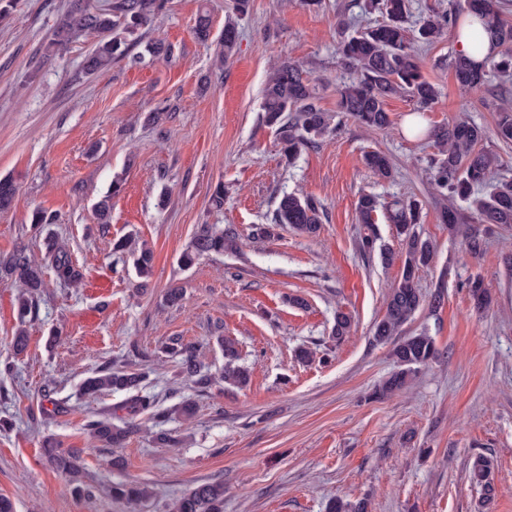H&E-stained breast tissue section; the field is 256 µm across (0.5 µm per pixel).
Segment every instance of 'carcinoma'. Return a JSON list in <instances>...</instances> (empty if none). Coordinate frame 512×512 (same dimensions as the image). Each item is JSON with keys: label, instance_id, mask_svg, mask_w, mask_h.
I'll list each match as a JSON object with an SVG mask.
<instances>
[{"label": "carcinoma", "instance_id": "obj_1", "mask_svg": "<svg viewBox=\"0 0 512 512\" xmlns=\"http://www.w3.org/2000/svg\"><path fill=\"white\" fill-rule=\"evenodd\" d=\"M370 6L385 15V20L356 31L341 41L338 47L343 68L350 72V79L337 86V111L353 118L367 129H383L389 124L385 110L386 99L406 96L413 100L418 111L429 108L437 98L436 87L421 72L418 54L411 46L416 40L422 44L434 43L446 30L460 32L464 14L480 18L483 30H471L474 45L482 42L483 35L498 45L496 56L483 60H469L462 55L455 57L453 68L458 83L469 90L480 91L487 81L488 70L504 78L512 77V23L503 18L498 0H466L465 5L448 12H433L420 17L418 27H408V0H369ZM163 0H114L108 8H92L88 0H71L69 8L57 21L51 38L42 46L43 57L51 56L56 49L78 35L92 34L96 42L83 62L86 73H101L112 63L128 58L140 64L145 55L153 59L168 55L164 39L157 38L146 45L145 52L130 55L134 46V35L151 26L155 14L161 10ZM238 31L232 22L224 24V62H229L236 52ZM262 112L267 125L277 127L281 152L288 161L309 146L318 144L331 130L333 116L319 104V97L303 71L294 63L277 66L268 79L263 97ZM495 135L504 143L512 142V109H499ZM436 148L430 158V171L435 185L451 202L444 211L445 221L454 230L464 227L466 249L473 256L483 251V239L471 224H498L512 226V179H501L492 191L483 195L481 187L493 178L500 166L498 158L483 148L487 139L484 127L465 118L436 126L426 133ZM365 164L380 178L392 176L388 159L377 152L364 157ZM15 195V185L10 178H0V210L10 207ZM378 198L362 194L356 204L358 221L366 225V233L360 238V249L370 252L377 239L374 227ZM387 219L396 226L402 237V268L397 285L390 289L386 299L383 318L376 323L373 339L378 343L391 340L397 330L407 323L423 304L422 295L416 287V276L433 261V246L414 231L419 223L420 204L415 200L395 199L386 207ZM321 223L317 202L306 195L285 193L282 195L274 215V224L257 228L259 234L273 235V225L289 224L302 234L314 235ZM238 234L234 229H218L202 224L195 233L191 245L180 256L181 265L188 267L201 256L222 253L237 248ZM45 254L39 263L27 253L23 246L5 263L6 275L16 279L21 287L16 297L17 317L25 321L36 311V297L44 287V268L53 270L56 278L70 284H80L83 274L74 264L66 249L53 237L44 241ZM115 254L129 253L135 256L138 275L147 278L152 270V253L147 248L136 247L132 234L112 244ZM224 350V384L243 388L250 380L248 368L237 364L239 351L235 341L227 336L217 337ZM165 350L180 357L181 374L197 387L207 389L212 377L204 370L193 345L178 336L168 338ZM393 356L399 366L382 386L381 392L392 393L405 387L418 368L427 365L437 356L434 341L426 334L408 336L393 348ZM144 372H128L104 367L84 380L81 392L96 396L106 391H133L130 397L131 412L137 414L152 411L157 424L167 422L177 414L183 419L192 418L194 403L186 400L170 410L154 408L149 397L137 394L141 388ZM91 438L105 447H121L139 426L129 420L123 425H112L103 420H91L86 424ZM43 454L47 463L57 472L69 478L73 492L86 495L89 489L80 480L81 455L78 451L63 453L46 442ZM491 461L478 457L472 464L473 480L484 489L485 502L491 503L494 487L491 479ZM115 500L138 503L151 497L148 485L126 481L115 483L108 489ZM170 512H224V485L205 482L177 498Z\"/></svg>", "mask_w": 512, "mask_h": 512}]
</instances>
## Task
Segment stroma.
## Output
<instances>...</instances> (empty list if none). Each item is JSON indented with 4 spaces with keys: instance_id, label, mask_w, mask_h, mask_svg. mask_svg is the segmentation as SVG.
I'll use <instances>...</instances> for the list:
<instances>
[{
    "instance_id": "obj_1",
    "label": "stroma",
    "mask_w": 512,
    "mask_h": 512,
    "mask_svg": "<svg viewBox=\"0 0 512 512\" xmlns=\"http://www.w3.org/2000/svg\"><path fill=\"white\" fill-rule=\"evenodd\" d=\"M365 0H252L234 16L231 0H165L136 51L163 38L165 60L132 67L114 63L100 75L82 70L92 37H81L50 58L40 45L52 34L70 0H12L0 20V177L16 185L0 211V261L16 247L42 257L45 235L70 252L85 285L76 288L46 272L36 312L19 323L16 290L0 282V496L16 512H166L171 501L209 481L224 485V512H326L330 499L364 502L366 512H512V227L480 225L485 247L470 255L461 236L442 220L429 159L435 149L424 132L468 117L484 126V145L500 158V176L512 179V143L494 136L500 108L512 107V80L490 74L480 92L462 89L454 75L452 34L417 45L425 78L438 98L423 114L406 97H391V123L369 131L337 111L336 87L348 79L336 55L347 35L343 22L365 13ZM210 35L195 32L199 13ZM240 33L229 63L217 62L224 22ZM299 65L320 105L338 126L318 145L286 161L274 127L261 111L272 69ZM161 115L149 121V113ZM418 120L420 132L409 131ZM385 155L393 176L374 177L364 154ZM123 189L111 197L110 221L97 206L113 178ZM224 205L211 204L216 185ZM286 192L313 197L321 225L315 236L289 225L256 236L270 223ZM386 203L399 197L421 203L415 231L435 248L418 274L424 298L441 294L439 308L422 306L401 335L431 336L437 357L396 394L377 390L397 365L392 347L372 339L400 264L384 266L379 249L400 250L385 212H378L377 252L363 254L356 216L361 194ZM54 218L36 232L30 218ZM221 224L237 230L240 248L201 256L188 268L179 257L197 228ZM137 234L153 253L150 278L137 274L132 255L115 257L112 244ZM481 279L491 303L476 309L467 288ZM184 290L179 304L169 288ZM351 331L335 340L337 313ZM28 342L16 352L14 339ZM236 340L250 371L241 389L220 382L224 353L217 335ZM192 344L216 382L200 390L183 378L168 337ZM312 362H300V348ZM146 372L143 395L168 409L189 399L191 420H171L161 446L143 428L125 447L106 448L83 429L89 419L119 423L127 393L87 397L80 383L103 367ZM65 412H55L54 401ZM82 451L78 497L67 479L41 461L45 441ZM491 459L495 488L490 506L472 483L477 455ZM119 481L145 483L153 492L131 506L106 492Z\"/></svg>"
}]
</instances>
